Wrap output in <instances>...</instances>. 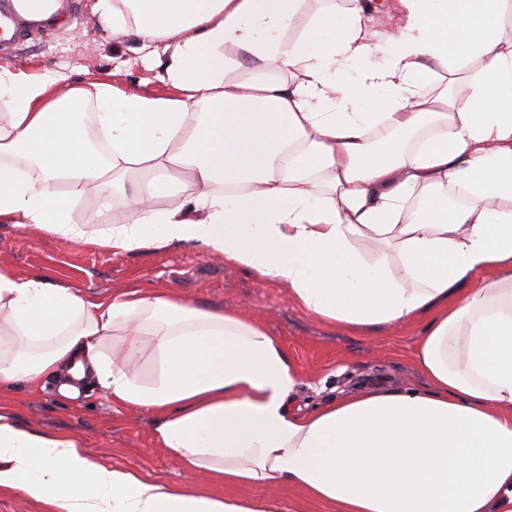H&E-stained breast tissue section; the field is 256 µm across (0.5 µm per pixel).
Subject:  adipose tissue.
<instances>
[{
  "mask_svg": "<svg viewBox=\"0 0 512 512\" xmlns=\"http://www.w3.org/2000/svg\"><path fill=\"white\" fill-rule=\"evenodd\" d=\"M306 3L98 0L104 28L162 45L174 99L107 83L53 96L52 79L0 68V223L116 253L192 244L344 330L423 319L427 386L295 408L299 376L256 321L0 272V389L95 383L113 407L154 412L188 470L339 512H512V0H399L382 44L359 7ZM233 49L255 77L232 78ZM174 165L195 190L155 209ZM130 169L147 180L128 223L90 235L75 198L125 194ZM142 357L147 381L130 368ZM0 488L51 512H276L145 481L1 412Z\"/></svg>",
  "mask_w": 512,
  "mask_h": 512,
  "instance_id": "obj_1",
  "label": "adipose tissue"
}]
</instances>
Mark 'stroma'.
<instances>
[{"label":"stroma","mask_w":512,"mask_h":512,"mask_svg":"<svg viewBox=\"0 0 512 512\" xmlns=\"http://www.w3.org/2000/svg\"><path fill=\"white\" fill-rule=\"evenodd\" d=\"M65 2V26L20 27L12 40H1L0 65L25 75L54 77L57 93L105 82L146 97L176 96L173 85L161 77L155 47L135 31L115 36L102 28L93 12L95 0ZM76 208L86 215L85 227L91 233L128 221L122 201L104 203L91 188L82 193ZM0 272L20 277L43 274L88 295L109 296L131 288L172 292L211 310H231L257 320L284 343L300 376V405L362 389L427 383L414 358L419 324L385 326L364 334L345 332L308 316L293 303L287 286L257 279L190 244L152 243L124 254L30 226L0 224ZM0 409L25 428L69 434L101 462L176 490L262 499L280 512H338L327 504L308 506L278 483L227 486L185 470L169 449L157 443L151 411L113 408L91 384L78 396L68 397L50 379L38 386L19 382L0 399Z\"/></svg>","instance_id":"stroma-1"}]
</instances>
